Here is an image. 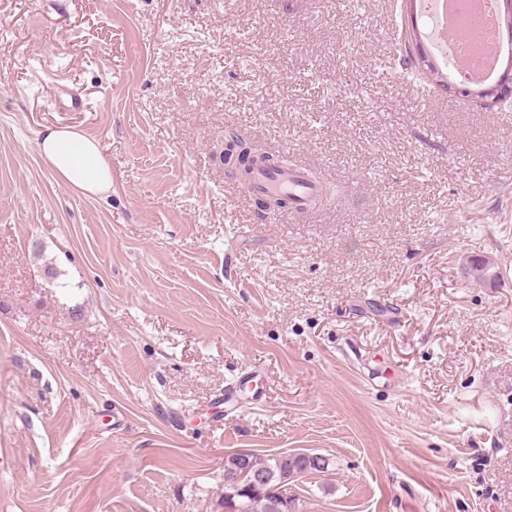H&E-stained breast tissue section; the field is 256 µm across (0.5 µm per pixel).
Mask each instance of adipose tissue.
<instances>
[{
    "mask_svg": "<svg viewBox=\"0 0 512 512\" xmlns=\"http://www.w3.org/2000/svg\"><path fill=\"white\" fill-rule=\"evenodd\" d=\"M39 155L52 172L73 188L91 196L112 189V168L98 139L70 127L44 128L36 138Z\"/></svg>",
    "mask_w": 512,
    "mask_h": 512,
    "instance_id": "ef3b65f1",
    "label": "adipose tissue"
}]
</instances>
